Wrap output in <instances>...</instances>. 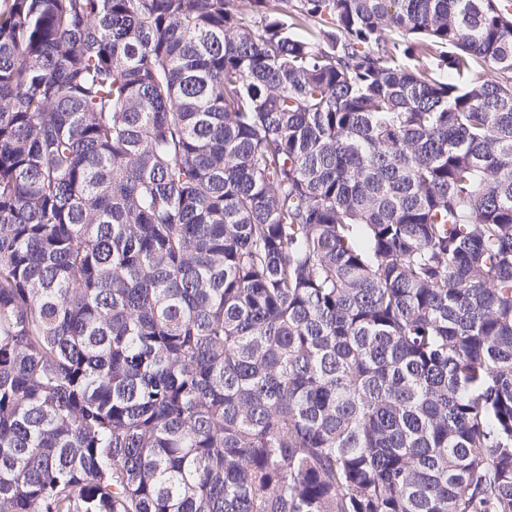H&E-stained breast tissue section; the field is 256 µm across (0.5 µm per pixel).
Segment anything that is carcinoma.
Instances as JSON below:
<instances>
[{
    "label": "carcinoma",
    "mask_w": 512,
    "mask_h": 512,
    "mask_svg": "<svg viewBox=\"0 0 512 512\" xmlns=\"http://www.w3.org/2000/svg\"><path fill=\"white\" fill-rule=\"evenodd\" d=\"M0 512H512L509 0H0Z\"/></svg>",
    "instance_id": "1"
}]
</instances>
